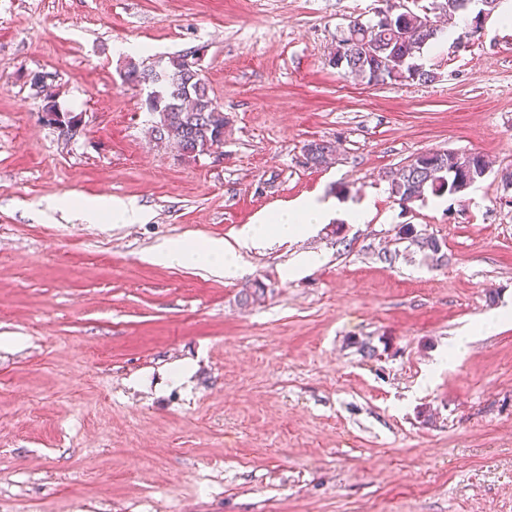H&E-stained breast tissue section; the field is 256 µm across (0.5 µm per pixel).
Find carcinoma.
Returning <instances> with one entry per match:
<instances>
[{
    "label": "carcinoma",
    "mask_w": 512,
    "mask_h": 512,
    "mask_svg": "<svg viewBox=\"0 0 512 512\" xmlns=\"http://www.w3.org/2000/svg\"><path fill=\"white\" fill-rule=\"evenodd\" d=\"M471 0H432L431 7L419 5L408 11L378 10L376 20H354L336 36V48L328 65L343 75L368 85H430L439 80L436 69L418 63L423 49L442 34L437 24L427 25L429 13L448 14L467 10ZM46 74L34 72L28 82L43 94L42 113L56 124L81 122L78 115L64 111L50 94L44 93ZM124 82L147 90L146 107L155 116L151 125L154 138L172 148L182 158L196 159L201 147L224 138V110L209 94L205 78L196 66L192 52L171 56L165 63L141 66L130 62L124 68ZM304 164L318 168L326 160L330 141L311 142ZM486 164L478 154H440L429 151L414 156L391 180V194L402 204L423 200L427 195L441 198L454 195V187L465 178L477 182L483 178ZM398 239L406 240L420 252L444 261L442 244L435 237L405 224Z\"/></svg>",
    "instance_id": "cac0c4a2"
}]
</instances>
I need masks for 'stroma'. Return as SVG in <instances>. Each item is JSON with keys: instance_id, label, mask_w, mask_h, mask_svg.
I'll return each mask as SVG.
<instances>
[{"instance_id": "obj_1", "label": "stroma", "mask_w": 512, "mask_h": 512, "mask_svg": "<svg viewBox=\"0 0 512 512\" xmlns=\"http://www.w3.org/2000/svg\"><path fill=\"white\" fill-rule=\"evenodd\" d=\"M377 5L0 0V512H512V319L480 327L512 316V30L491 16L425 52L431 85H368L328 56ZM132 41L146 65L196 51L217 153L150 137L120 77ZM32 71L81 115L76 140L41 122ZM313 140L331 164L304 165ZM436 150L491 169L399 204L392 172ZM92 196L145 219L62 204ZM312 197L375 213L254 249L235 279L152 260ZM404 224L446 262L407 250ZM81 210L84 220L90 224H101L111 217L115 223L137 224L144 220V213L132 201L120 199H94L82 198L75 202ZM398 240H407L410 246H415L425 256H431L436 262L444 261L445 253H442V244L435 237L418 233L410 224L402 225L398 230Z\"/></svg>"}]
</instances>
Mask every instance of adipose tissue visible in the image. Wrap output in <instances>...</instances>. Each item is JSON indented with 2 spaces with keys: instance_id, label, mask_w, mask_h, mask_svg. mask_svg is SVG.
I'll return each mask as SVG.
<instances>
[{
  "instance_id": "1",
  "label": "adipose tissue",
  "mask_w": 512,
  "mask_h": 512,
  "mask_svg": "<svg viewBox=\"0 0 512 512\" xmlns=\"http://www.w3.org/2000/svg\"><path fill=\"white\" fill-rule=\"evenodd\" d=\"M86 222L102 223L105 219L123 224H137L144 214L134 202L120 199H81L78 202ZM338 210L333 199H308L279 209L262 223L250 225L237 245L221 240L188 242L173 240L163 244L155 253L157 262L167 266H182L188 263H204L223 272L225 278H236L241 272L240 249L257 245L269 239L290 241L312 232L316 225L329 223Z\"/></svg>"
}]
</instances>
